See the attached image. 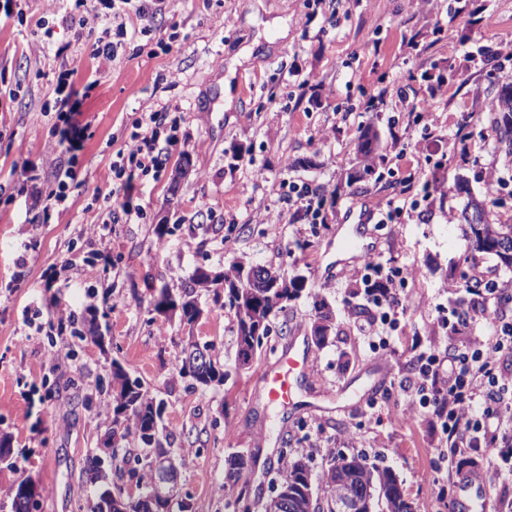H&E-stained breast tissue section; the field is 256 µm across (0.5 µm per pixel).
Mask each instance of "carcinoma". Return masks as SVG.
<instances>
[{
  "mask_svg": "<svg viewBox=\"0 0 512 512\" xmlns=\"http://www.w3.org/2000/svg\"><path fill=\"white\" fill-rule=\"evenodd\" d=\"M484 130L491 135L495 148L504 153L505 157L512 158V93H497L492 100V107L485 119ZM380 139L378 132L372 125L360 128V134L355 145L356 156L359 160L358 169L350 175L353 182L364 181L374 176L379 168L383 156L379 154ZM458 223L464 225V236L471 240V235L478 234L483 237V245L470 246L464 261L468 272L464 275V288L473 293L482 287V282L474 276L483 259L491 256L500 259L498 247L503 245L502 235L512 233V224H497L488 218L487 204L481 199L474 198L460 211ZM245 262L238 261L225 269L221 274L224 279V295L228 305L235 312L237 321L236 346L253 337L256 328H261V336L256 338L257 348H262L263 338L268 336L272 318L277 312L286 308V303L298 298L305 290L307 280L296 281L289 279L290 287L283 289L282 297L285 302L271 306L265 303H256L253 306L243 304V298L249 292L248 282L240 278L241 269ZM210 279L194 274L190 283L184 288L179 301L171 302L167 308L179 310L180 321L191 326L201 317V310L197 309L198 299L196 293L200 289L209 287ZM155 399L144 389L142 383L136 388L128 386V373L118 361L112 362V402L97 413V417L110 425L107 433L108 441L112 442V469L106 471L99 467L97 457L89 459L86 469L87 482L92 486L94 504L91 512H101L100 502L102 493L115 490V497L120 500L121 509L112 512H158V495L152 484L150 462H137L142 467L126 468L133 456V449L144 448L163 452L171 447L170 435L164 432L161 422L155 421L153 403ZM281 458L287 460L286 466L278 473L276 482L280 486L299 497L301 500L311 499L312 512H334L333 503L328 496L330 482L336 471L342 470L352 478V486L367 503L369 512H414L412 503L405 498L401 484L388 469L371 466L362 455L350 458H331L320 475L323 490L314 489L310 467L300 461L288 458L287 452H281ZM229 462L237 463V475L234 482H224L222 489L234 487L250 470V459L237 454L229 458ZM135 482L140 489L137 497L123 496L118 484L112 483V478Z\"/></svg>",
  "mask_w": 512,
  "mask_h": 512,
  "instance_id": "1",
  "label": "carcinoma"
}]
</instances>
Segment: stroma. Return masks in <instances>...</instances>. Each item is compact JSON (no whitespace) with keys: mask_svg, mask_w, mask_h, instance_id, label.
Listing matches in <instances>:
<instances>
[{"mask_svg":"<svg viewBox=\"0 0 512 512\" xmlns=\"http://www.w3.org/2000/svg\"><path fill=\"white\" fill-rule=\"evenodd\" d=\"M72 0H0V437L14 466L0 464V512L7 490L28 481L40 491L36 512H88L87 461L107 429L96 416L108 403L113 362L165 403L163 425L180 459L175 503L193 512H233L220 491L227 458L241 451L251 470L237 488L264 503L280 449L321 472L334 456L365 453L391 470L414 512H450L442 497L447 468L434 456L440 423L403 420L421 353L444 352L448 322L470 307L462 288L467 242L448 213L469 197L490 198L486 180L503 171L491 139L477 137L494 91L495 70L512 82V58L484 62L478 48L512 43V0H181L176 11L125 29L97 0L88 32L63 24ZM117 44L99 69L96 40ZM87 54L73 84L85 100L77 147L62 139L63 120L41 116L55 97L66 56ZM435 125L413 122L408 103L433 87ZM161 110L177 128L159 172L141 177L134 224L92 235L112 194V162L140 114ZM475 135L448 144L462 124ZM381 138L379 182L349 184L359 125ZM445 159L441 170L432 162ZM73 169L67 208L47 204L59 171ZM328 192L324 224L293 218L291 184ZM448 193H441V186ZM418 209H411V202ZM402 211L375 237L385 266L415 269L401 291L389 350L369 347L349 303L365 302L344 273L341 239L360 214ZM167 225L158 236V225ZM27 265H18L20 254ZM74 269L56 272L64 254ZM304 274L307 289L273 321L254 364H236V318L223 288L202 290L193 325L150 307L161 289L179 294L197 268L223 271L235 261ZM336 312V331L309 345L311 371L292 404H267L261 375L291 342L306 343L318 302ZM74 312L59 326L57 304ZM95 316L99 340L80 339ZM214 347L224 382L207 388L180 377L184 337Z\"/></svg>","mask_w":512,"mask_h":512,"instance_id":"obj_1","label":"stroma"}]
</instances>
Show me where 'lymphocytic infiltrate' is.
Here are the masks:
<instances>
[{
	"label": "lymphocytic infiltrate",
	"instance_id": "f902f5d3",
	"mask_svg": "<svg viewBox=\"0 0 512 512\" xmlns=\"http://www.w3.org/2000/svg\"><path fill=\"white\" fill-rule=\"evenodd\" d=\"M162 118V112L150 111L136 120L127 152L112 164L121 190H129L134 173L145 175L159 167L157 127ZM382 271V265L372 261L350 269L347 276L366 288L375 310L372 319L360 326L363 336L385 345L387 330L396 325L400 295L391 287H376L373 276ZM483 281L481 303L458 324L466 328L474 319H484L493 329L491 336L472 338L462 347L449 346L443 358L421 356L409 380L412 396L404 410L412 416L418 408H426L442 423V452L456 457L459 467L472 465L480 473L495 468L503 449L512 447V369L504 363L512 356V295L491 276Z\"/></svg>",
	"mask_w": 512,
	"mask_h": 512
}]
</instances>
